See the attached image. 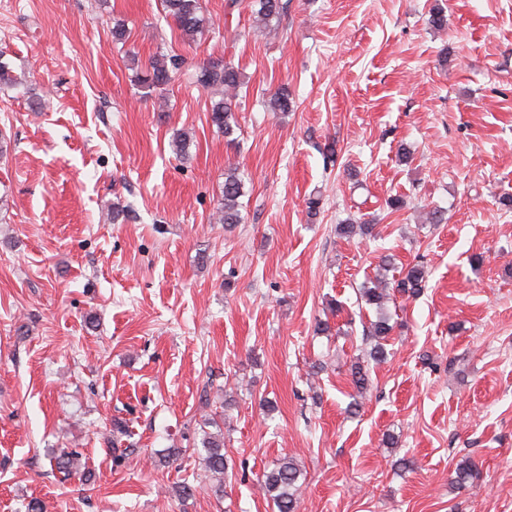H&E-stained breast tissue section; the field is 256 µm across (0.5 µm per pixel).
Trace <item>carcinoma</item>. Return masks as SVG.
Instances as JSON below:
<instances>
[{
  "mask_svg": "<svg viewBox=\"0 0 512 512\" xmlns=\"http://www.w3.org/2000/svg\"><path fill=\"white\" fill-rule=\"evenodd\" d=\"M165 17L171 19L181 32L183 40L189 44L202 39L207 31L204 23L203 0H161ZM284 15L282 0H259L257 21L269 27L272 22H280ZM138 82L149 90H167L175 82H186L206 92L209 96L210 120L218 130L229 135L233 125L237 124L236 112L237 91L242 87L241 72L222 57H210L202 62L189 64L178 55L167 56L159 54L150 62L145 75ZM264 106L271 112L291 111L292 101L285 88H279L268 94ZM243 182L238 168L230 167L224 176L223 202L218 211L219 221L227 226L242 222L241 202ZM374 225L362 222L339 224L337 234L350 238L355 235L370 237ZM379 268L382 271L372 286L362 289L361 298L365 304L375 308L377 319L371 323L370 335L376 338V343L369 352V361L378 364L387 359L384 341L391 335L394 326L385 309L387 303L395 296L407 300L418 298L426 288L428 271L421 263L408 265L400 270L399 278L388 282L386 272L392 268L391 257H381ZM351 377L359 393L366 391L369 377L366 366L356 362L351 367ZM202 448L205 450L203 464L205 472L212 481V488L217 493L224 492V474L229 468V458L224 454V434L222 432H203ZM78 455L66 448L59 450L51 457L50 463L64 473L70 474L78 470ZM478 471L470 460L460 463L455 469L454 480L464 486L473 483ZM303 476L295 461L283 457L276 466L264 474L263 490L266 499L272 504L273 512H298L299 479Z\"/></svg>",
  "mask_w": 512,
  "mask_h": 512,
  "instance_id": "obj_1",
  "label": "carcinoma"
}]
</instances>
